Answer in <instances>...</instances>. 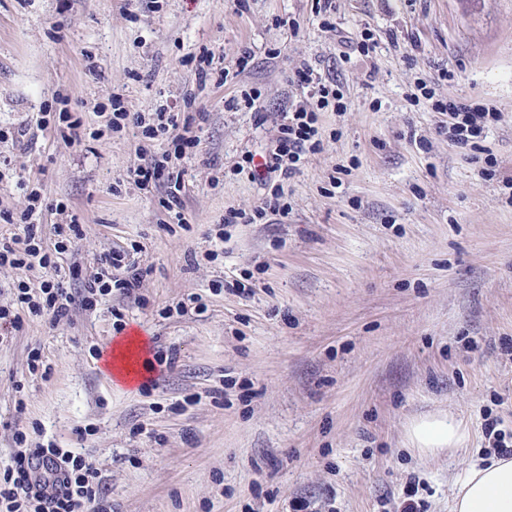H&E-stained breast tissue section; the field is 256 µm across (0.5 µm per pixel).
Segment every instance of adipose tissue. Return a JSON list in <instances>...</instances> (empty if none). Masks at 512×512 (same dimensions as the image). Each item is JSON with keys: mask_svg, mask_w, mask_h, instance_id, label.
<instances>
[{"mask_svg": "<svg viewBox=\"0 0 512 512\" xmlns=\"http://www.w3.org/2000/svg\"><path fill=\"white\" fill-rule=\"evenodd\" d=\"M406 438L420 455L436 456L468 440L462 421L445 413L413 418ZM450 512H512V458L493 457L471 468L453 494Z\"/></svg>", "mask_w": 512, "mask_h": 512, "instance_id": "adipose-tissue-1", "label": "adipose tissue"}]
</instances>
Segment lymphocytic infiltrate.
<instances>
[{
	"label": "lymphocytic infiltrate",
	"instance_id": "obj_1",
	"mask_svg": "<svg viewBox=\"0 0 512 512\" xmlns=\"http://www.w3.org/2000/svg\"><path fill=\"white\" fill-rule=\"evenodd\" d=\"M296 77L298 84L308 89L310 101L307 106L289 107L282 112L275 146L264 163L266 172L270 174L296 172L308 155L320 151L322 140L318 114L341 100L334 84L315 73L312 67H302ZM112 108L113 131L119 132L132 125L141 128L143 135L150 139L170 135L169 148L161 158L130 169L129 177L143 190L169 182L165 207L170 211L180 208L182 174L173 170L171 162L197 147L199 138L192 131L193 119L181 120L167 112L151 116L131 113L125 110L117 95L112 98ZM431 109L447 115L449 138L464 147H477L486 129L497 119L493 108L454 99L432 101ZM38 209V204H30L21 215L23 236L0 240V266H27L38 269L42 274L38 292H31L24 286L17 295L18 302L27 305L31 313L46 318L53 325L68 316L73 301H80L83 307L91 308L112 292L128 295L139 287L147 274L146 269L131 261L125 251L112 250L100 258L101 274L82 281L78 293L69 292L57 278V264L51 252L64 249L66 241L79 238L82 231L76 224L57 225L59 240L53 247H46L37 233L34 220ZM15 441L18 450L14 464L0 475V512H94L99 472L88 457L52 444L29 447L27 436L21 431L16 433ZM41 465L48 466L56 475L58 486L54 492L41 491L39 482L33 479L35 469Z\"/></svg>",
	"mask_w": 512,
	"mask_h": 512
}]
</instances>
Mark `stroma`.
Masks as SVG:
<instances>
[{
  "label": "stroma",
  "instance_id": "stroma-1",
  "mask_svg": "<svg viewBox=\"0 0 512 512\" xmlns=\"http://www.w3.org/2000/svg\"><path fill=\"white\" fill-rule=\"evenodd\" d=\"M331 21L312 0H0V234L21 233L35 189L45 245L83 229L56 258L65 287L114 249L148 270L131 296L0 339V472L21 431L90 456L102 512H402L412 488L422 512H449L484 458L485 412L512 432V0H336ZM365 30L375 51L341 59ZM306 64L345 108L320 113L321 152L261 185L239 165L273 146ZM421 84L496 109L480 149L449 140ZM238 90L256 109L229 106ZM116 94L205 113L180 162L186 224L165 187L128 179L167 141L107 129ZM64 111L78 139L60 136ZM276 186L287 215L225 224ZM116 308L147 357L177 356L148 389L97 355ZM434 411L470 438L423 457L406 426Z\"/></svg>",
  "mask_w": 512,
  "mask_h": 512
}]
</instances>
